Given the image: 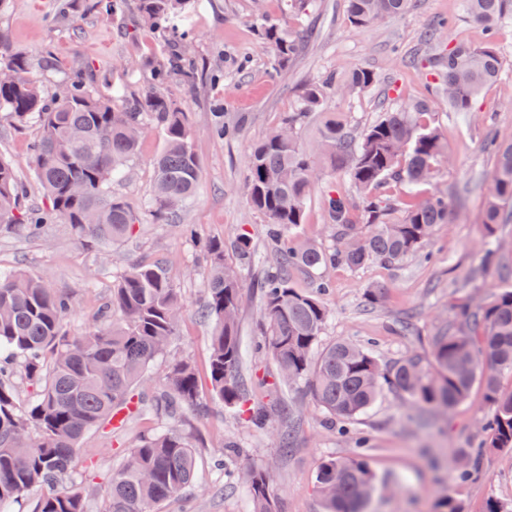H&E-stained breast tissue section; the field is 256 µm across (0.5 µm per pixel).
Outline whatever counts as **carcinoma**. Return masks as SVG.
I'll return each instance as SVG.
<instances>
[{"label": "carcinoma", "mask_w": 512, "mask_h": 512, "mask_svg": "<svg viewBox=\"0 0 512 512\" xmlns=\"http://www.w3.org/2000/svg\"><path fill=\"white\" fill-rule=\"evenodd\" d=\"M469 15L486 31L479 46L443 42L444 24L431 27L424 40L438 42L435 54L417 64L433 76L435 97L448 110L467 117L480 91L501 74L496 43L500 26L512 23V0H465ZM413 0H345L349 22L359 28L399 17ZM201 0H139L140 19L170 41L154 61L151 81L137 98L125 90L100 97L80 74L64 79L50 97L27 56L0 40V69L14 79L0 83V108L19 126L35 123L29 147L35 178L48 200L42 208H22L25 185L12 163L0 155V233L23 227L40 240L48 224H66L83 246L114 245L129 238L139 217L101 179L125 176L148 128L157 130L162 149L152 161L154 183L147 209L158 223H176L196 197L201 182L195 133L188 114L168 94L175 75L186 69L193 44L191 14ZM260 39L282 69L299 53L303 33L290 37L262 14L256 15ZM377 83L362 67L334 70L306 84L296 111L281 126L250 148L245 199L248 211L262 215L280 249L260 282L263 333L258 355L271 358L280 385L305 381L314 400L332 422H351L377 402L385 390L413 407L450 411L480 384L492 415L482 428L477 448L458 454L454 470L463 482L479 471L489 450L512 448V392L500 390L503 374L512 375V287L458 306L448 324L431 338V358L411 355L392 363L368 348L341 339L316 352L330 309L323 295L337 265L358 268L371 261L398 264L418 251L437 224L451 218L448 197H421L416 188L434 170L451 161L448 145L426 116L429 101L419 99L386 108L379 118L356 130L334 116L323 121L315 147L301 142L304 128L324 112L331 92L362 93ZM486 148L495 169L483 215L488 236L497 225L512 223V142L492 139ZM327 175L347 179L352 199L334 190L323 197L326 223L347 235L359 224L373 230L354 244L333 250L303 241L293 230L304 223L306 204ZM207 284L200 314L211 325L209 383L225 408L261 427L265 415L246 407L249 386L242 374L238 311L242 301L240 271L257 254L251 239H212L203 247ZM232 254L235 263H226ZM305 273L312 291L295 287ZM75 311L70 294L42 276L26 271L0 272V512L35 492L31 512H156L179 497L194 481L196 446L189 433L167 424L128 443L123 466L104 486L81 487L82 440L125 417L165 414L171 418L206 412L198 374L187 360L172 361L160 389L147 399L134 394L151 364L164 356L177 336L184 305L180 289L158 262L125 268L101 316L72 334L67 322ZM250 512H279L267 468L242 469ZM375 487L365 458L324 460L316 492L325 512H363Z\"/></svg>", "instance_id": "obj_1"}]
</instances>
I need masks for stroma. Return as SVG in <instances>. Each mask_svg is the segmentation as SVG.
Wrapping results in <instances>:
<instances>
[{
  "mask_svg": "<svg viewBox=\"0 0 512 512\" xmlns=\"http://www.w3.org/2000/svg\"><path fill=\"white\" fill-rule=\"evenodd\" d=\"M96 0H70L66 17L56 18L57 0H9L0 10V40L26 52L32 59L45 92H52L67 76L79 72L97 92L111 96L113 87L139 94L147 85L143 59L160 49L156 35L137 20V0H125L122 18L100 13ZM278 22L290 36L314 27L315 35L300 54L279 73L270 69L271 51L254 26L257 12ZM450 21V38L482 42L484 32L466 13L463 0H418L406 14L357 28L346 17L344 0H316L311 12L288 7L286 0H208L192 17L195 79H174L168 88L187 112L196 132L195 148L202 180L184 222L199 237L231 239L248 234L259 257L242 273L243 301L239 334L244 372L255 379V392L266 406L264 429H257L224 408L211 394L204 417L190 421L196 439L199 467L190 492L198 512H248L244 483L225 488L213 468V457L225 440L243 450L244 462L263 465L272 472L273 492L280 512H323L315 490L316 472L330 457L363 454L376 476L375 489L365 512H438V501L451 495L464 512H484L488 500L512 501V451L488 453L479 474L466 483L451 480L454 448L477 439L489 414L482 387H473L467 399L451 413L423 414L411 410L405 399L384 392L375 406L355 420L357 435L367 438L358 448L354 437L341 435L327 423L322 409L299 383L274 394L271 382L276 366L255 356L254 344L262 330L258 283L274 257L261 215L249 213L243 194L250 146L276 127L284 113L297 107L302 88L324 72L362 66L376 72L372 90L331 97L329 111L353 128L373 122L382 107L402 106L429 97L431 82L425 70L409 65L411 55H426L418 36L436 20ZM497 41L503 54L500 78L477 97L474 116L463 119L445 103L432 99L430 121L445 135L452 163L437 167L429 190L448 194L454 204L450 223L436 225L429 240L398 265L372 262L351 269L332 270L334 283L326 302L330 316L319 347L340 339L366 346L384 362L408 355L427 354L432 336L442 327L450 309L465 299L491 294L501 279L483 265L487 233L482 223L485 197L495 158L484 148L486 139L512 140V23L500 27ZM220 105L227 123H241L240 133L220 139L210 132L213 105ZM37 129L16 126L7 110L0 109V155L8 158L27 185L25 207L46 203L29 168L28 148ZM162 147L155 131L141 139L140 151L127 176L113 190L133 210H141L153 182L152 160ZM197 254L175 224L141 221L123 243L106 248L82 246L67 225H48L44 240L29 238L23 230L0 235V269H23L48 279L72 295L76 313L71 329H79L109 297L120 271L140 261L164 263L181 290L184 318L166 358L147 375L146 389L157 388L169 359H189L199 377H206L211 327L198 314L206 283L196 263ZM377 294L369 302V294ZM414 311L413 329L401 332L397 320ZM161 423L155 415L135 416L120 428L88 435L83 457L92 461L95 484H106L124 461L127 443L136 432ZM297 430L295 447L280 456L278 433L287 425Z\"/></svg>",
  "mask_w": 512,
  "mask_h": 512,
  "instance_id": "35a3bbf8",
  "label": "stroma"
}]
</instances>
